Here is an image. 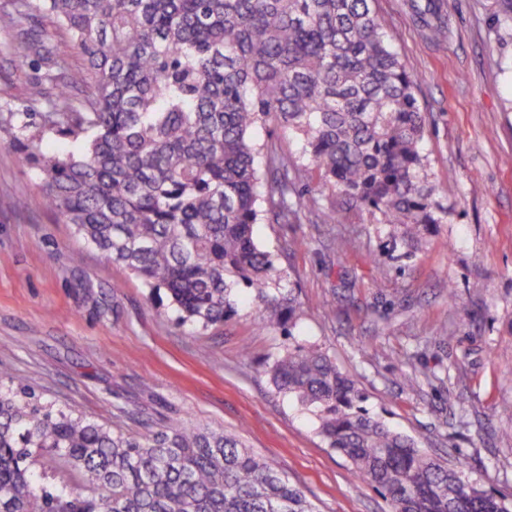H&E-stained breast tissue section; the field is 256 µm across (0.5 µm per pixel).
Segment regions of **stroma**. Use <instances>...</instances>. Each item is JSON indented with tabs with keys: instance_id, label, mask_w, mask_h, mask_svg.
Returning a JSON list of instances; mask_svg holds the SVG:
<instances>
[{
	"instance_id": "1",
	"label": "stroma",
	"mask_w": 512,
	"mask_h": 512,
	"mask_svg": "<svg viewBox=\"0 0 512 512\" xmlns=\"http://www.w3.org/2000/svg\"><path fill=\"white\" fill-rule=\"evenodd\" d=\"M439 5L448 41L423 22ZM393 49L416 80L426 118L421 178L444 223L408 243L362 208L331 224L337 199L294 134L254 137L296 163L298 191L321 206L298 223L265 219L257 243L277 256L298 310L289 331H264L245 305L220 328L177 322L150 291L42 207L27 139L0 144V373L42 401L136 428L190 423L242 437L299 485L317 512H389L320 436L315 413L279 393L268 365L284 348L321 347L355 380L363 406L483 489L512 494V35L493 0H376ZM0 30V112L30 111L37 55L19 63ZM348 236L347 252L330 242Z\"/></svg>"
}]
</instances>
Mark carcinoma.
<instances>
[{
	"mask_svg": "<svg viewBox=\"0 0 512 512\" xmlns=\"http://www.w3.org/2000/svg\"><path fill=\"white\" fill-rule=\"evenodd\" d=\"M64 29L87 65L68 68L25 28L33 12ZM0 27L20 63L46 67L29 99L45 102L38 139L83 145L22 161L43 175L42 206L152 290L179 321L219 328L243 284L264 330H283L294 299L272 291L274 255L254 239L269 214L293 224L318 200L295 193L288 158L258 127L301 136L340 206L379 212L413 236L441 223L420 181L425 117L415 81L386 41L375 0H13ZM80 88L84 98L70 100ZM275 388L319 413V431L390 512H512V498L464 487L415 440L368 415L355 380L315 345L287 348ZM83 482L44 483L40 458ZM0 512H316L305 492L239 436L179 424L129 432L0 382Z\"/></svg>",
	"mask_w": 512,
	"mask_h": 512,
	"instance_id": "obj_1",
	"label": "carcinoma"
}]
</instances>
